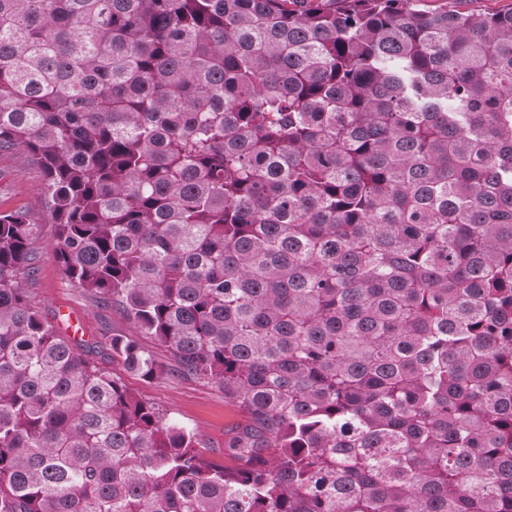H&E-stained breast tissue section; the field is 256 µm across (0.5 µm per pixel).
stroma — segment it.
<instances>
[{
	"instance_id": "1",
	"label": "stroma",
	"mask_w": 512,
	"mask_h": 512,
	"mask_svg": "<svg viewBox=\"0 0 512 512\" xmlns=\"http://www.w3.org/2000/svg\"><path fill=\"white\" fill-rule=\"evenodd\" d=\"M41 169L20 149L0 151V211H24L31 223L40 225L37 243L39 270L24 286L31 303L55 325L61 336L89 349L103 367L112 365V339L131 336L152 351L161 374L146 381L123 374L124 383L141 398L154 403L168 418L192 429L202 439L211 460L231 468L237 460L228 443L244 423L242 412L225 401L224 393L206 380L176 374L171 353L135 325L117 308L101 307L97 298L78 288L63 275L54 250V231Z\"/></svg>"
}]
</instances>
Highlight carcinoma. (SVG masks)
I'll return each mask as SVG.
<instances>
[{"label": "carcinoma", "mask_w": 512, "mask_h": 512, "mask_svg": "<svg viewBox=\"0 0 512 512\" xmlns=\"http://www.w3.org/2000/svg\"><path fill=\"white\" fill-rule=\"evenodd\" d=\"M18 147L64 276L248 423L227 469L58 336L0 212V512H512V11L0 0Z\"/></svg>", "instance_id": "cac0c4a2"}]
</instances>
